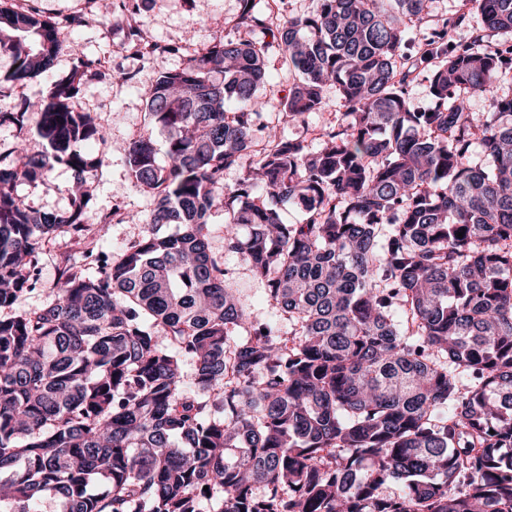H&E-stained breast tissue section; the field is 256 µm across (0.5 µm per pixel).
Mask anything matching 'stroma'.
Listing matches in <instances>:
<instances>
[{"instance_id": "35a3bbf8", "label": "stroma", "mask_w": 512, "mask_h": 512, "mask_svg": "<svg viewBox=\"0 0 512 512\" xmlns=\"http://www.w3.org/2000/svg\"><path fill=\"white\" fill-rule=\"evenodd\" d=\"M14 7H32L41 14L60 21V36L64 50L57 58L51 76L67 74L80 61L98 59L112 71L111 79L87 84L77 105L79 110L97 113L107 142L93 144L91 150L103 159L99 187L91 203L96 215L112 212H136L139 222L92 224L91 234L100 246L119 253L126 244L142 238L149 231L147 218L153 206L150 195L135 186L123 154L114 152L112 143L130 140L144 131L147 125L145 97L160 72L182 66L186 57L202 51L219 36L234 39L238 33L232 19L239 9V0H135L134 15L144 38L152 43L180 46L177 55L168 53L138 57L122 48L126 24L104 15L100 0H6ZM268 78L262 90L268 104L261 116L262 124L277 125L279 130L294 135L302 129L310 133L335 124L345 110L334 87L324 90L319 111L310 114L306 125L281 122L282 101L293 77L283 66L278 54L267 59ZM51 76L24 83H0V113L19 111L26 100L36 99L45 90ZM72 180L66 166H54L43 179L23 189L26 202L40 211L64 212L70 199L64 191ZM73 247L66 234L60 233L45 245L41 263L34 276L31 292L19 301L18 310L43 306L53 297L60 270ZM225 266L239 288L243 299L261 317L272 314L264 283L253 277L238 257L229 256Z\"/></svg>"}]
</instances>
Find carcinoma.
I'll return each instance as SVG.
<instances>
[{
  "label": "carcinoma",
  "instance_id": "cac0c4a2",
  "mask_svg": "<svg viewBox=\"0 0 512 512\" xmlns=\"http://www.w3.org/2000/svg\"><path fill=\"white\" fill-rule=\"evenodd\" d=\"M277 2L240 0L242 36L162 73L147 129L122 147L154 198L148 223L176 234L113 257L89 236L100 161L84 145L104 135L75 101L106 77L100 61L0 113L19 129L0 166V512H512V97L480 120L466 106L512 70V0H463L464 44L409 37L430 0H316L288 18ZM127 28L132 55L159 51ZM259 33L295 74L283 120L306 124L328 84L344 101L315 151L260 126ZM61 51L58 22L0 8V81L32 80ZM420 68L424 110L408 97ZM55 163L79 188L71 209H29L21 186ZM287 202L302 220L285 222ZM62 228L100 271L68 260L51 302L16 310ZM227 254L287 330L246 305Z\"/></svg>",
  "mask_w": 512,
  "mask_h": 512
}]
</instances>
